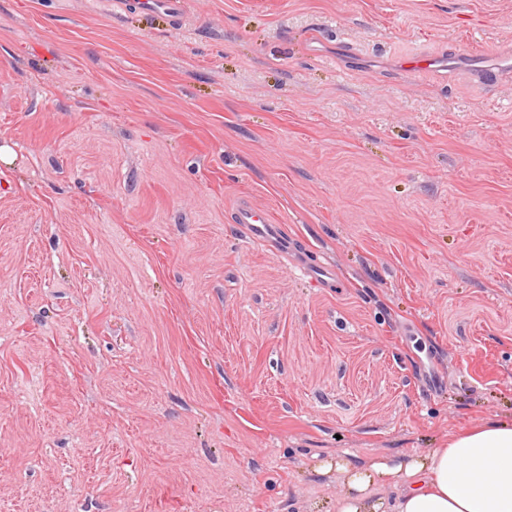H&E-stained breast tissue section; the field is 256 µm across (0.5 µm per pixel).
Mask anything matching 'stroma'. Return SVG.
<instances>
[{
	"label": "stroma",
	"instance_id": "obj_1",
	"mask_svg": "<svg viewBox=\"0 0 512 512\" xmlns=\"http://www.w3.org/2000/svg\"><path fill=\"white\" fill-rule=\"evenodd\" d=\"M462 46L512 0H0V512H336L325 463L512 420V68ZM136 6L142 12L163 16L169 20L180 21L183 17L184 0H136ZM237 224H245L253 239L265 242L271 235L272 222L268 211L255 208L249 202H241L234 211Z\"/></svg>",
	"mask_w": 512,
	"mask_h": 512
}]
</instances>
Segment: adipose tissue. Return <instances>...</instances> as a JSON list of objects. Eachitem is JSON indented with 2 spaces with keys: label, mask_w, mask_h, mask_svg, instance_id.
I'll list each match as a JSON object with an SVG mask.
<instances>
[{
  "label": "adipose tissue",
  "mask_w": 512,
  "mask_h": 512,
  "mask_svg": "<svg viewBox=\"0 0 512 512\" xmlns=\"http://www.w3.org/2000/svg\"><path fill=\"white\" fill-rule=\"evenodd\" d=\"M336 469L337 512H512V423L481 424L406 461Z\"/></svg>",
  "instance_id": "ef3b65f1"
}]
</instances>
